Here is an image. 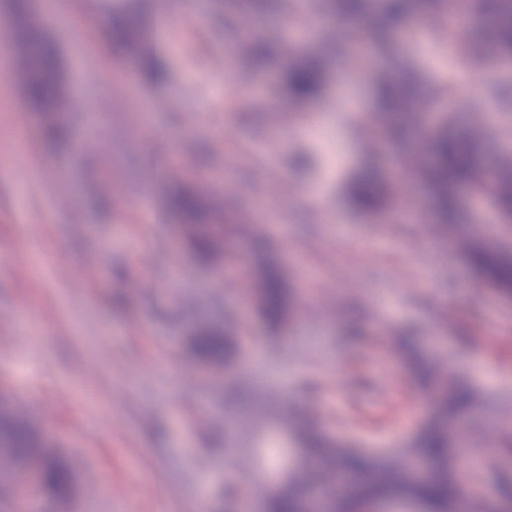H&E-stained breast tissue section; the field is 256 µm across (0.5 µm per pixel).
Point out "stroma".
<instances>
[{"mask_svg": "<svg viewBox=\"0 0 512 512\" xmlns=\"http://www.w3.org/2000/svg\"><path fill=\"white\" fill-rule=\"evenodd\" d=\"M58 3L43 20L75 105L59 117L67 142L42 138L46 117L28 110L17 63L0 66V384L77 463L66 506L34 499L29 512H248L220 492L241 480L251 444L238 388L258 404L275 398L271 422L309 419L400 458L435 404L395 352L407 329L437 374L476 392L457 423L455 465L476 474L481 500L498 499L512 482V292L489 287L461 245L419 220L426 194L402 195L393 174L414 178L421 156L391 153L337 109L345 89L374 107L371 79L346 78L366 25L346 24L338 42L301 38L298 54L257 68L234 10L171 0L164 83L130 88L112 78L134 64L105 39L108 0ZM299 54L324 72L322 100L298 105L285 91L281 74ZM412 61L431 102L421 143L446 130L477 137L499 167L512 124L484 133L481 115L454 107L441 45ZM302 153L309 168L294 164ZM368 166L380 207L357 213L346 190ZM170 171L225 223L248 226L239 253L259 238L272 246L294 295L276 340L245 305L251 270L198 266L163 213ZM459 196L466 232L512 249V222L494 202L466 187ZM205 310L231 315L246 337L230 368L204 367L185 347Z\"/></svg>", "mask_w": 512, "mask_h": 512, "instance_id": "stroma-1", "label": "stroma"}]
</instances>
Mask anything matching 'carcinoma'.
<instances>
[{
    "mask_svg": "<svg viewBox=\"0 0 512 512\" xmlns=\"http://www.w3.org/2000/svg\"><path fill=\"white\" fill-rule=\"evenodd\" d=\"M338 2L342 19L369 20L372 44L380 49L394 46L393 36L407 22L419 0H330ZM16 18L14 45L22 52L20 74L31 111L46 114L63 112L68 107V93L62 81L61 60L39 19L26 9L25 0H11ZM163 0H130L125 7L110 13L108 36L115 46L127 47L134 55L141 79L155 82L159 62L165 56L160 44H148L151 28L159 27ZM498 51L512 56V0H481L479 9ZM289 97L299 103L324 97V77L315 65L297 63L284 74ZM485 97L497 104V111L512 112V85L490 86ZM375 102L381 112L392 114L389 128L393 142L400 146L414 144L417 126L415 106L421 102L418 85L382 80L375 85ZM432 166L427 172L426 191L432 199V212L441 224H455L462 214L457 189L463 185L492 190L502 216L512 220V177L488 176L479 172L481 152L469 141L440 134L429 144ZM377 173L365 169L347 187V202L357 212L376 207ZM165 207L184 220L183 228L199 264L214 266L223 259L236 264L242 259L221 248L224 235L231 229L222 224H204L205 206L200 197L181 187L164 196ZM469 260L494 288L512 291V254L485 245L479 237L469 243ZM260 321L268 330H277L288 320L293 298L277 261L259 253L258 275L251 283ZM189 350L201 361L219 367L236 359L241 337L229 317L201 319L185 338ZM399 352L418 375L437 384V405L404 449L407 462H423L429 476L420 480L408 466L386 457L368 455L319 430L310 422L294 429L296 459L282 482L264 498L262 512H302L312 494L336 479L344 491L331 499L333 512H367L387 502L414 506L418 512H464L466 504L482 512L487 504L476 499L475 491L462 490L450 452L455 436L453 424L475 404L471 390L450 378H438L424 365L416 351L404 341ZM74 463L55 457L49 444L38 432L31 415L18 411L10 393L0 388V512H23L31 499L57 505L67 503L72 492Z\"/></svg>",
    "mask_w": 512,
    "mask_h": 512,
    "instance_id": "cac0c4a2",
    "label": "carcinoma"
}]
</instances>
